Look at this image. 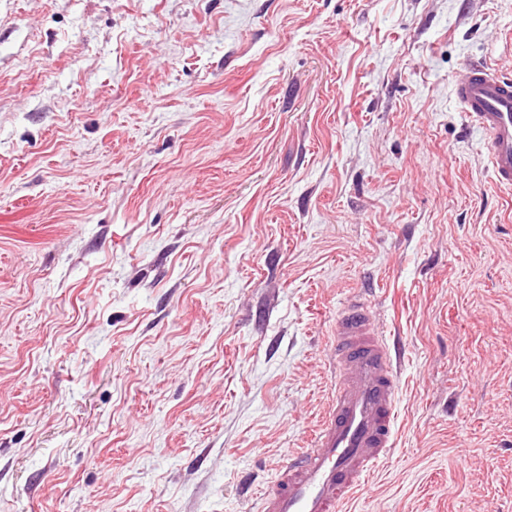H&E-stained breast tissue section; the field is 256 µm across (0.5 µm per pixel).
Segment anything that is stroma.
Returning a JSON list of instances; mask_svg holds the SVG:
<instances>
[{
    "instance_id": "1",
    "label": "stroma",
    "mask_w": 512,
    "mask_h": 512,
    "mask_svg": "<svg viewBox=\"0 0 512 512\" xmlns=\"http://www.w3.org/2000/svg\"><path fill=\"white\" fill-rule=\"evenodd\" d=\"M469 62L512 77V0H0V512H244L355 294L399 433L344 512H512Z\"/></svg>"
}]
</instances>
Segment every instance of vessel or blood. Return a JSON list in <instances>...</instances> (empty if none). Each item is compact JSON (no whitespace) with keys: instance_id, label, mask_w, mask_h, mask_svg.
<instances>
[{"instance_id":"vessel-or-blood-1","label":"vessel or blood","mask_w":512,"mask_h":512,"mask_svg":"<svg viewBox=\"0 0 512 512\" xmlns=\"http://www.w3.org/2000/svg\"><path fill=\"white\" fill-rule=\"evenodd\" d=\"M454 92L483 135L495 183L511 189L512 80L468 64ZM332 347L336 382L322 421L304 447L289 454L256 512H342L396 446L399 353L368 300L343 303Z\"/></svg>"}]
</instances>
